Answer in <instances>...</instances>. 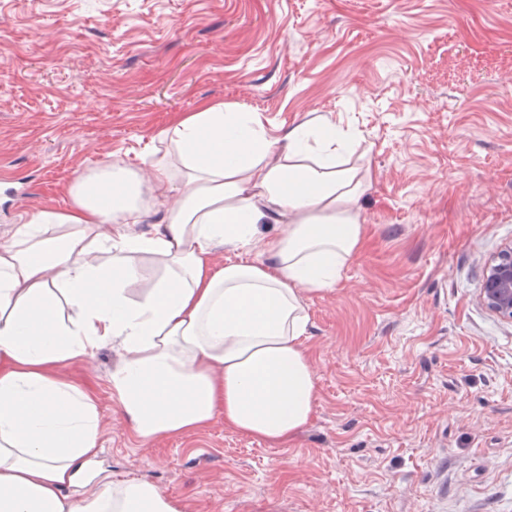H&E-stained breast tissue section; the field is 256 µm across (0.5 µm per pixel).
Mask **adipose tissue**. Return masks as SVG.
I'll return each mask as SVG.
<instances>
[{
	"instance_id": "obj_1",
	"label": "adipose tissue",
	"mask_w": 512,
	"mask_h": 512,
	"mask_svg": "<svg viewBox=\"0 0 512 512\" xmlns=\"http://www.w3.org/2000/svg\"><path fill=\"white\" fill-rule=\"evenodd\" d=\"M160 139L150 182L108 164L0 244V512H183L146 480L67 494L100 452L99 418L58 370L106 345L124 355L112 399L141 439L220 414L279 446L313 417L304 296L334 288L364 246L372 178L347 165L356 141L327 119L272 140L220 105ZM152 213L153 232H135ZM218 244L249 256L215 267Z\"/></svg>"
}]
</instances>
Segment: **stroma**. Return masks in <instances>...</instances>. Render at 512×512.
<instances>
[{
    "label": "stroma",
    "instance_id": "1",
    "mask_svg": "<svg viewBox=\"0 0 512 512\" xmlns=\"http://www.w3.org/2000/svg\"><path fill=\"white\" fill-rule=\"evenodd\" d=\"M208 104L274 138L333 119L374 176L362 251L305 296L315 414L276 448L220 416L145 441L106 346L60 369L96 469L184 512H512V323L478 300L512 242V0H0V244L103 163L152 180Z\"/></svg>",
    "mask_w": 512,
    "mask_h": 512
}]
</instances>
